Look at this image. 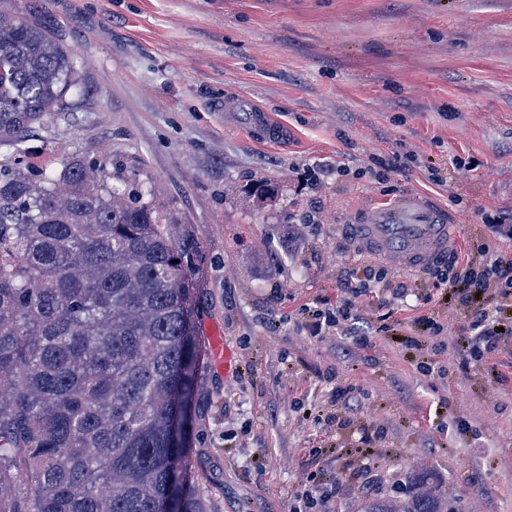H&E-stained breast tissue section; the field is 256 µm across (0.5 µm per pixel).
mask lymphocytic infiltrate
<instances>
[{
	"mask_svg": "<svg viewBox=\"0 0 512 512\" xmlns=\"http://www.w3.org/2000/svg\"><path fill=\"white\" fill-rule=\"evenodd\" d=\"M502 239L512 243V219H489L484 237L471 244L467 259L453 251L445 261L427 269L442 303L459 310L461 321L448 329L431 312L414 319L417 333L405 337L404 342L407 348L423 352L424 358L417 364L423 373H432L451 348L481 365L504 353L512 355V252L490 246L491 241ZM377 285L389 288L396 301L406 297L410 288L404 281L391 283L384 269L376 265L359 273L346 272L336 307L303 305L301 313L311 336L330 332L352 335L358 346H367V337L355 334L359 321L355 301Z\"/></svg>",
	"mask_w": 512,
	"mask_h": 512,
	"instance_id": "f902f5d3",
	"label": "lymphocytic infiltrate"
}]
</instances>
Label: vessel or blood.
I'll list each match as a JSON object with an SVG mask.
<instances>
[{
    "instance_id": "1",
    "label": "vessel or blood",
    "mask_w": 512,
    "mask_h": 512,
    "mask_svg": "<svg viewBox=\"0 0 512 512\" xmlns=\"http://www.w3.org/2000/svg\"><path fill=\"white\" fill-rule=\"evenodd\" d=\"M219 110L246 113L247 125L271 124L270 115L243 101L220 102ZM452 226L448 212L423 196L404 193L366 207L348 235L356 248L393 268L419 273L448 254Z\"/></svg>"
}]
</instances>
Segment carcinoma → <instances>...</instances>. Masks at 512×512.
<instances>
[{
    "instance_id": "1",
    "label": "carcinoma",
    "mask_w": 512,
    "mask_h": 512,
    "mask_svg": "<svg viewBox=\"0 0 512 512\" xmlns=\"http://www.w3.org/2000/svg\"><path fill=\"white\" fill-rule=\"evenodd\" d=\"M83 96L50 29L0 16V146ZM202 260L118 167L0 162V512H210L186 465ZM413 484L363 512H445L428 475Z\"/></svg>"
}]
</instances>
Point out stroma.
I'll use <instances>...</instances> for the list:
<instances>
[{"label": "stroma", "mask_w": 512, "mask_h": 512, "mask_svg": "<svg viewBox=\"0 0 512 512\" xmlns=\"http://www.w3.org/2000/svg\"><path fill=\"white\" fill-rule=\"evenodd\" d=\"M0 14L50 23L85 90L33 126L22 159L120 163L201 246L197 330L237 356L230 378L204 363L187 459L213 512H289L309 475L329 512H359L365 494L336 484L352 434L321 419L339 383L358 388L347 417L383 429L375 497L425 470L456 512H512V366L452 352L447 378L423 375L381 333L375 290L356 302L364 348L312 337L298 312L335 304L343 268L369 262L343 230L368 204L430 197L457 250L512 214V0H0ZM242 97L282 139L213 107ZM395 154L410 163L377 166ZM260 181L273 201L250 195Z\"/></svg>", "instance_id": "35a3bbf8"}]
</instances>
